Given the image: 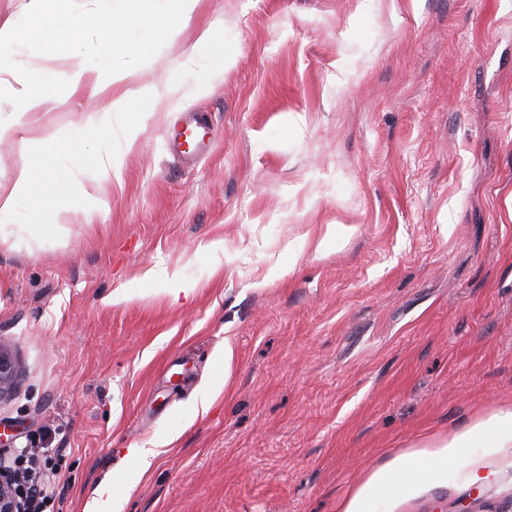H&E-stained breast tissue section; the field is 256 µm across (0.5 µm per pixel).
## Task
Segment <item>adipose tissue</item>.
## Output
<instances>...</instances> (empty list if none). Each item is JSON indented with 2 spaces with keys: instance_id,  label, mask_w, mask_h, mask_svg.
Instances as JSON below:
<instances>
[{
  "instance_id": "1",
  "label": "adipose tissue",
  "mask_w": 512,
  "mask_h": 512,
  "mask_svg": "<svg viewBox=\"0 0 512 512\" xmlns=\"http://www.w3.org/2000/svg\"><path fill=\"white\" fill-rule=\"evenodd\" d=\"M95 11L106 18L121 19L126 23L124 39H117L114 31H106L99 40H79V15L52 18L44 11V0H28V28L15 23L0 25V55L22 49L29 32L52 37L78 39L70 74L72 85H80L93 69L106 70L112 82L126 84V91L112 100L111 111L90 117L82 126L71 129L66 139L47 138L38 146L31 164L20 170L9 190L0 191V228L26 223L31 214L52 220L54 175L64 159L86 142L115 130L114 121H121L118 129L126 146H133L141 127L125 122L124 116L138 100L154 103L168 101L177 93V86L158 89L136 82V69L126 62V42L146 43L151 29L144 20L138 0H91ZM21 86L20 110L7 121L0 120V142L23 137L32 111L50 103L46 89L52 83L48 70L34 73L19 72ZM512 447V405L500 407L489 417L457 433L453 438L435 437L425 446L393 455L371 470L365 479L344 491L336 500V512H392L397 495L417 492L427 486H436L448 475L452 463L469 464L471 451L484 449L496 453Z\"/></svg>"
}]
</instances>
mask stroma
I'll return each mask as SVG.
<instances>
[{
	"label": "stroma",
	"mask_w": 512,
	"mask_h": 512,
	"mask_svg": "<svg viewBox=\"0 0 512 512\" xmlns=\"http://www.w3.org/2000/svg\"><path fill=\"white\" fill-rule=\"evenodd\" d=\"M209 26L235 62L196 93ZM74 51L0 59L1 118L24 69L53 70L56 100L0 144V189L108 110L106 73L71 88ZM137 67L182 90L133 104L120 177L88 198L65 161L56 223L0 236L20 371L0 432L61 449L53 512H91L106 482L121 512H336L389 457L512 404V0H199ZM187 112L216 134L197 158L167 141ZM329 224L354 232L301 249ZM151 269L196 293L172 301ZM137 447L160 451L143 473ZM394 512H512V448Z\"/></svg>",
	"instance_id": "35a3bbf8"
}]
</instances>
